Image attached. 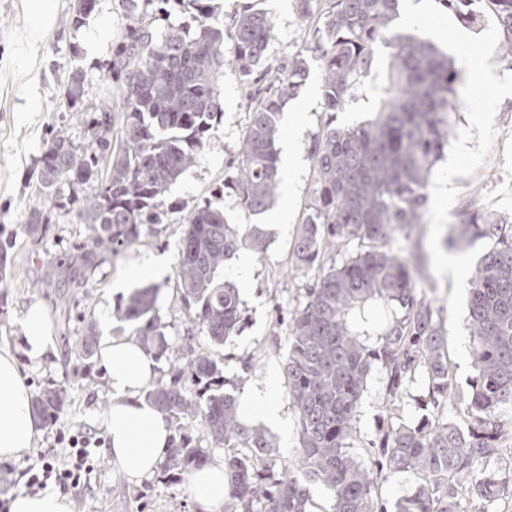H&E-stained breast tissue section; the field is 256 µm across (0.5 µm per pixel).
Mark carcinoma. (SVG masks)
<instances>
[{
	"mask_svg": "<svg viewBox=\"0 0 512 512\" xmlns=\"http://www.w3.org/2000/svg\"><path fill=\"white\" fill-rule=\"evenodd\" d=\"M491 5L500 31L499 50L512 70V0H438L468 25ZM125 33L112 53V99L87 120L90 138L73 144L57 128L37 163V203L23 224L32 235L56 211L72 214L92 232L94 247L112 253L142 243L151 226L166 224L173 207L170 186L210 145L207 132L221 119L224 67L238 71L249 118L239 151L224 175V189L250 215L266 212L282 182L276 141L283 106L308 75L305 52L286 64L266 65L275 22L257 0H243L231 27L210 0H192L197 26L158 30L147 7L168 13L171 0H120ZM294 0L297 23L313 32L322 68V111L327 121L312 145L316 181L296 240L292 270L310 277L304 302L291 317L292 344L283 364L288 396L298 418L296 459L276 473L277 448L267 431L244 422L238 399L223 390L224 362L212 348L239 330L238 288L219 279L224 261L246 246L263 255L268 243L250 229L239 234L224 212L199 204L183 218L175 275L181 299L208 343L184 337L172 353L157 314L158 288L132 292L114 310L168 379L147 394L165 414L173 435L162 467L177 480L208 461L197 444L206 437L224 449V512H308L310 487H322L332 512H382L378 480L385 471L413 472L419 485L393 504V512H498L512 496V476L494 466L512 447V224L491 219L472 204L459 214L448 249L492 242L472 270L468 322L476 376L465 404L455 409L444 346L447 338L425 294L418 291L412 255L384 248L397 235L410 238L426 211L429 181L454 134L459 74L451 57L427 39L391 30L399 0ZM97 0H76L78 28ZM370 111L372 118L336 125V114ZM65 182L76 191L61 195ZM358 249L325 267L324 247ZM393 309L375 341L360 338L349 320L365 304ZM383 372L387 403L398 408L403 390L421 375L423 407L432 415L415 424L388 423L366 466L352 453L356 412L372 367ZM64 404L45 388L34 401L46 419Z\"/></svg>",
	"mask_w": 512,
	"mask_h": 512,
	"instance_id": "obj_1",
	"label": "carcinoma"
}]
</instances>
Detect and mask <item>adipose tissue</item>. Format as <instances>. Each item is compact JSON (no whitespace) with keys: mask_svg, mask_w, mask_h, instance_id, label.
<instances>
[{"mask_svg":"<svg viewBox=\"0 0 512 512\" xmlns=\"http://www.w3.org/2000/svg\"><path fill=\"white\" fill-rule=\"evenodd\" d=\"M24 24L13 53L20 61L18 78L31 75L40 64L39 51L57 23L58 0H23ZM27 356L41 360L52 342L51 326L42 307L31 306L23 318ZM107 372L111 399L104 417L112 462L132 482L153 476L163 462L171 435L168 419L144 401L142 394L157 376L156 363L131 337L103 333L98 352ZM275 368L246 387L239 407L250 420L270 429L286 431L287 419L279 402ZM31 392L20 375L15 354L0 349V461L11 460L33 448L39 435ZM187 487L196 512H224V462L215 459L188 475Z\"/></svg>","mask_w":512,"mask_h":512,"instance_id":"obj_1","label":"adipose tissue"}]
</instances>
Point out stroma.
Masks as SVG:
<instances>
[{"instance_id":"35a3bbf8","label":"stroma","mask_w":512,"mask_h":512,"mask_svg":"<svg viewBox=\"0 0 512 512\" xmlns=\"http://www.w3.org/2000/svg\"><path fill=\"white\" fill-rule=\"evenodd\" d=\"M74 0H59V19L41 44L42 64L31 81L0 82V242L9 245L12 264L0 280V346L17 351L18 366L32 393L54 386L65 397L62 408L51 420L41 423L42 433L35 448L15 459L0 461V500L26 492L31 468L44 459L63 453L59 434L80 433L101 440L95 449L96 463L83 475L78 489L69 491L72 512H194L195 505L185 482L161 471L138 484L129 483L115 467L105 443L103 417L110 401L106 371L98 354H84L82 340L89 325L100 324L101 314L112 313L122 296L116 286L138 259L165 256L175 263L183 231V217L196 205L208 202L223 210L229 223L240 229L262 226L269 246L264 256H253L250 285L241 289L243 321L240 330L219 349L228 380L245 377L259 380L268 365L283 364L288 355L287 316L303 300V279L291 270V255L315 187V162L311 154L325 114L321 110V71L317 58L309 60V76L297 96L303 116L294 132L303 166L294 194H279L278 205L290 210L287 230L263 224L261 216L245 214L234 196L224 191V174L237 153L247 122V99L234 69L222 77L224 115L210 131L212 146L199 154L195 165L170 188L167 199L176 207L172 221L158 225L147 244L116 253L94 251L85 265L71 264L73 248L89 242L86 225L70 216L54 213L45 232L28 237L22 229L24 215L35 200L32 184L37 160L49 133L65 126L74 144H85L90 133L84 122L71 117L65 89L73 74H80L82 96L78 108L95 111L112 90L108 63L122 30L120 0H97L92 14L104 40L96 55L82 48L84 33L71 25ZM262 6L275 20V33L267 50L270 66L281 65L303 48L312 37L296 23L293 0H263ZM39 93V110L33 119L17 112L29 86ZM496 139L488 158L475 176L454 178L460 194L453 212L470 203L487 213L512 218V97L505 98L495 117ZM157 309L166 325L172 347H179L190 328V314L184 307L174 270L158 279ZM40 304L52 327L50 350L35 363L20 353L23 338L22 317L32 304ZM251 362V373H244V362ZM383 375L372 370L356 413V434L352 451L362 462L374 459L373 443L386 424L388 413L383 394Z\"/></svg>"}]
</instances>
